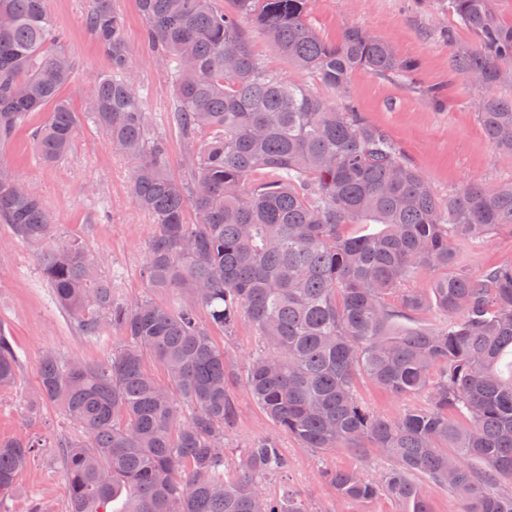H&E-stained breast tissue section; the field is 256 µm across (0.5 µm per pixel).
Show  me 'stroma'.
<instances>
[{
  "label": "stroma",
  "instance_id": "1",
  "mask_svg": "<svg viewBox=\"0 0 512 512\" xmlns=\"http://www.w3.org/2000/svg\"><path fill=\"white\" fill-rule=\"evenodd\" d=\"M114 5L125 18L131 66L146 95L149 128L168 143L172 175L185 177L184 144L169 121L172 77L152 62L144 47L146 21L136 0H114ZM89 6L90 0H47L49 16L76 66V79L62 94L78 112L84 109L93 78L111 68L109 57L85 24ZM308 19L323 39L338 40L346 27L358 25L390 40L401 58L419 62L418 72L408 82L360 69L345 91L315 85L321 96L339 106H353L387 134L440 201H447L450 191L467 183L493 187L512 180V154L488 143L475 107L486 92L512 98V62L501 65L500 79L487 89L456 74V47L474 46L475 39L449 12L446 0H311ZM242 24L251 29L253 50L269 69L290 81L312 82L310 75L290 65L254 31L251 17H243ZM435 88L443 96L438 107L429 99ZM46 118V111L31 113L27 124L0 149V161L40 195L54 222L50 246L80 242L111 281L119 300L130 304L145 298L149 289L142 270L155 226L130 196L132 162L114 153L103 133L84 120L70 153L57 163H44L33 146L32 133ZM454 250L458 266L471 273L510 263L512 230L500 229L480 241H455ZM40 254V247L18 241L0 224V328L9 336L19 361L16 384L0 390V437L40 443L35 459L19 476L16 491L0 499V512H31L38 502L46 505L47 512H68L58 442L80 436L81 430L53 404L38 400L43 352L56 351L66 362L102 364L120 342L109 331L99 336L81 331L43 279ZM211 335L228 353L234 375L231 393L238 416L234 429L224 437L228 473L238 471L245 448L271 438L285 455L287 467L261 483L267 497L296 494L307 512H404V504L395 497L384 494L369 503L347 499L321 478L328 469H355L379 481L391 468L388 459L379 455L363 459L344 449L317 453L301 447L251 398L243 384L246 363L265 343L248 319H240L231 333L215 328ZM357 389L368 410L385 418L426 404L425 394L396 396L364 377Z\"/></svg>",
  "mask_w": 512,
  "mask_h": 512
}]
</instances>
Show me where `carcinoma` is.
Instances as JSON below:
<instances>
[{
	"instance_id": "cac0c4a2",
	"label": "carcinoma",
	"mask_w": 512,
	"mask_h": 512,
	"mask_svg": "<svg viewBox=\"0 0 512 512\" xmlns=\"http://www.w3.org/2000/svg\"><path fill=\"white\" fill-rule=\"evenodd\" d=\"M138 0L145 43L173 79L169 115L186 148L189 180L168 169L164 138L150 133L136 86L124 20L113 0H91L85 24L111 60L94 78L84 115L112 149L134 163L130 192L155 220L144 275L151 290L174 289L177 306L148 298L117 301L83 246L72 241L42 256L44 280L84 334L110 329L123 344L104 365L40 363V396L82 431L59 442L69 512H107L123 491V512H306L293 496L265 497L261 482L286 465L275 441L246 449L240 471L224 470V435L236 403L224 351L197 319L224 330L244 315L269 350L251 359L246 389L265 414L304 448L347 449L394 462L383 482L357 471L324 473L345 498L387 493L405 512H431L414 476L456 490L463 512H512V263L478 274L455 270L453 241L512 229V181L467 184L442 204L387 136L351 107L308 84L291 83L254 55L256 26L288 63L344 89L353 72L407 78L416 63L386 39L349 26L336 43L307 20L310 0ZM479 50L456 48L454 69L479 86L512 61V25L491 0H448ZM0 145L31 113L51 107L33 133L45 163L71 151L79 113L61 96L75 78L46 0H0ZM477 117L489 143L512 153V98L481 96ZM272 180H251L261 171ZM192 201L198 215L185 219ZM377 232L347 236L357 221ZM0 224L40 246L52 236L39 195L0 162ZM418 271L427 288H408ZM433 297L445 315L432 327L397 319ZM397 303H390L391 298ZM162 366L167 383L143 368ZM365 376L396 396L424 392L428 404L394 420L358 399ZM18 359L0 330V389L14 385ZM36 446L0 439V498L15 489Z\"/></svg>"
}]
</instances>
